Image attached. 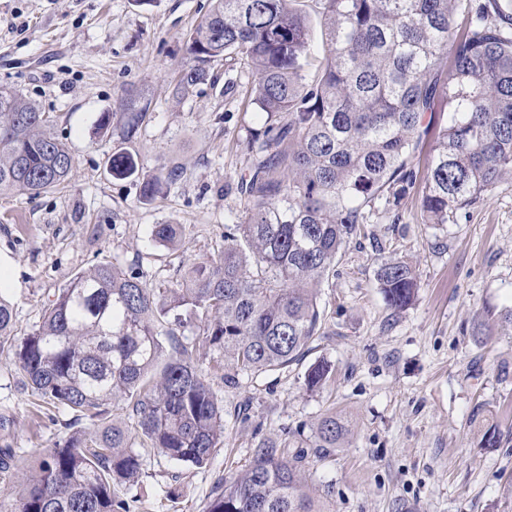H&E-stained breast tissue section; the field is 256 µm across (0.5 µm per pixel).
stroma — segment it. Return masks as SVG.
I'll return each instance as SVG.
<instances>
[{
  "mask_svg": "<svg viewBox=\"0 0 512 512\" xmlns=\"http://www.w3.org/2000/svg\"><path fill=\"white\" fill-rule=\"evenodd\" d=\"M211 0H0V87L46 112L67 143L73 171L65 189L36 198L0 195V262L10 285L16 335L39 324L45 305L79 272L103 261L136 269L143 284L168 288L183 264L224 246V223L245 217L237 181L252 158L250 130L264 117L251 104L247 61H213L204 80L177 87L186 40ZM146 113L140 134L121 139L127 94ZM107 130H99L103 114ZM127 148L139 174L116 178L106 163ZM176 171L152 203L140 179ZM421 187L400 202L366 206L353 239L321 284L324 321L305 358L280 371L209 381L224 406V448L191 468L157 449L141 451L138 483L113 491L130 512H204L214 483L248 461L260 436L309 437L333 412L348 434L311 467L324 512H512V174L448 223H425ZM156 224H178L176 249L152 241ZM416 262L412 306L384 302L376 271ZM327 360L329 382L304 385ZM503 435L480 445L475 405ZM246 417H239V409ZM70 414L24 390L0 357V448L31 459L69 433Z\"/></svg>",
  "mask_w": 512,
  "mask_h": 512,
  "instance_id": "35a3bbf8",
  "label": "stroma"
}]
</instances>
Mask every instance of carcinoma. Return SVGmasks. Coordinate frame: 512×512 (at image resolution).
<instances>
[{"instance_id": "obj_1", "label": "carcinoma", "mask_w": 512, "mask_h": 512, "mask_svg": "<svg viewBox=\"0 0 512 512\" xmlns=\"http://www.w3.org/2000/svg\"><path fill=\"white\" fill-rule=\"evenodd\" d=\"M296 0H211L190 33L187 90L219 57L241 55L255 73L251 102L265 115L247 141L253 158L238 189L248 203L224 225V250L194 262L182 281L150 289L134 270L100 262L77 274L18 337L0 296V356L13 359L29 395L64 407L74 422L123 402L134 430L112 420L86 437L72 431L29 466L0 450V468L18 472L21 491L0 512H129L112 492L141 475L140 444L186 466L203 467L224 449V406L199 368L211 354L224 382L299 363L321 329L318 286L338 254L361 234L363 208L415 182L411 159L434 137L421 196L427 224L490 192L512 172V13L500 0H320L326 55L310 52L309 22ZM463 30L457 31L456 15ZM448 60V69L440 61ZM437 112L448 122L434 126ZM145 113L129 97L122 137L132 141ZM72 170L49 119L18 91L0 88V193L31 197L63 185ZM115 177L139 174L120 149ZM159 177L140 196L155 200ZM177 224H156L153 240L173 246ZM388 307L415 301L420 280L405 259L376 273ZM191 325L195 336L181 334ZM330 365L312 364L304 383L325 384ZM347 433L334 414L307 440L288 431L259 439L247 465L219 479L205 512H323L308 485L313 460Z\"/></svg>"}]
</instances>
